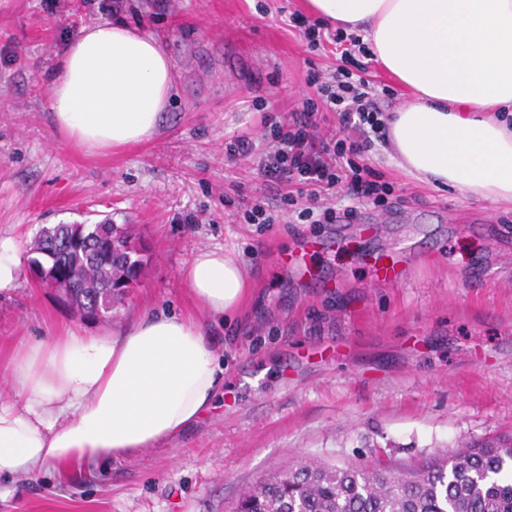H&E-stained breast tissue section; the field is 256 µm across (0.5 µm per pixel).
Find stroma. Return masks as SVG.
Returning <instances> with one entry per match:
<instances>
[{
  "instance_id": "stroma-1",
  "label": "stroma",
  "mask_w": 512,
  "mask_h": 512,
  "mask_svg": "<svg viewBox=\"0 0 512 512\" xmlns=\"http://www.w3.org/2000/svg\"><path fill=\"white\" fill-rule=\"evenodd\" d=\"M109 2L0 0V238L19 247L16 286L0 292V360L24 339L104 331L33 281L27 246L43 227L108 215L136 225L152 252L116 324L198 314L183 276L193 254L242 258L248 302L206 319L234 402L167 446L1 481L0 512H233L294 465L405 472L512 436V204L418 181L377 139L370 157L394 202L359 207L361 222L386 220L363 249H403L417 265L378 283L360 251H317L309 262L327 287L297 281L278 256L333 225L245 223L241 200L278 203L226 146L245 132L263 149L258 103L300 101L310 66H336L334 47L310 49L290 27L302 0H126L122 21L161 40L175 89L149 139L89 152L54 131L47 85L80 27L110 19Z\"/></svg>"
}]
</instances>
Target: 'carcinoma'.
<instances>
[{
  "mask_svg": "<svg viewBox=\"0 0 512 512\" xmlns=\"http://www.w3.org/2000/svg\"><path fill=\"white\" fill-rule=\"evenodd\" d=\"M110 239L94 260L77 251L45 259L44 278L82 311L111 310L136 287L150 256L131 224L44 227L32 242ZM234 512H512V437L472 445L407 473L347 465L305 464L274 473L243 494Z\"/></svg>",
  "mask_w": 512,
  "mask_h": 512,
  "instance_id": "carcinoma-1",
  "label": "carcinoma"
}]
</instances>
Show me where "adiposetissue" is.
Listing matches in <instances>:
<instances>
[{
  "instance_id": "obj_1",
  "label": "adipose tissue",
  "mask_w": 512,
  "mask_h": 512,
  "mask_svg": "<svg viewBox=\"0 0 512 512\" xmlns=\"http://www.w3.org/2000/svg\"><path fill=\"white\" fill-rule=\"evenodd\" d=\"M360 28L374 60L412 95L389 123L398 167L435 187L512 203V0H305ZM53 128L109 151L148 139L174 76L161 42L122 22L82 26L54 65ZM184 278L201 317L155 313L92 336L21 342L0 364V478L111 463L184 436L216 406L224 364L203 315L247 300L238 256L198 250Z\"/></svg>"
}]
</instances>
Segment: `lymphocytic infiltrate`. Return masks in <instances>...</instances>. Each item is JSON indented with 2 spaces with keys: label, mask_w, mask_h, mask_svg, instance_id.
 Masks as SVG:
<instances>
[{
  "label": "lymphocytic infiltrate",
  "mask_w": 512,
  "mask_h": 512,
  "mask_svg": "<svg viewBox=\"0 0 512 512\" xmlns=\"http://www.w3.org/2000/svg\"><path fill=\"white\" fill-rule=\"evenodd\" d=\"M290 21L311 47L339 45L341 62L327 73L310 71L313 96L303 98L283 120L265 115L262 153H255L251 138L239 135L227 155L256 164L268 192L291 206L296 223L332 224L340 215L351 220L358 205H384L392 193L389 182L377 180L370 159L373 143L367 131L384 128L389 119L367 74L370 49L345 28L296 15ZM341 185L353 204L340 212L334 201Z\"/></svg>",
  "instance_id": "f902f5d3"
}]
</instances>
